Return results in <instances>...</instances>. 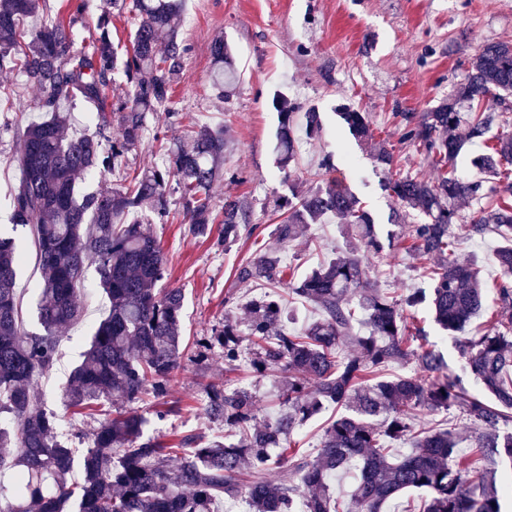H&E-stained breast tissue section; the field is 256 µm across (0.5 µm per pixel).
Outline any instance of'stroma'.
Segmentation results:
<instances>
[{
	"label": "stroma",
	"mask_w": 512,
	"mask_h": 512,
	"mask_svg": "<svg viewBox=\"0 0 512 512\" xmlns=\"http://www.w3.org/2000/svg\"><path fill=\"white\" fill-rule=\"evenodd\" d=\"M223 37L241 72L230 98L221 97L210 82V44ZM183 37L189 51L173 96L181 126L195 123L230 129L233 146L226 156L224 180L213 189L216 205L231 197L248 206L253 221L230 248L218 246L220 225L208 237L184 230L179 207H172L156 231L166 257L165 285L182 288V354L168 390L179 410L165 419L153 418V400L138 409L151 416L148 435L164 440L172 433L211 435L218 432L196 409L205 387H223L225 379L256 386L262 414L278 409L273 377L245 371L226 372L220 351H203L199 340L224 321L225 310L260 295L261 284L238 280L237 270L262 247L272 244V231L286 215L276 198H290V186L308 189L317 180L323 159H331L337 182L345 184L372 212L381 230L397 202L382 187L383 172L369 144L356 140L340 116L351 105L369 116L376 140L393 147L392 170L397 175L434 178L431 156L403 141L408 119L420 116L447 97L463 78L469 61L482 44L512 43V0H186ZM20 78L0 74V230L12 232L25 254L17 277L19 308L25 330H38V245L33 226L8 222L9 192L20 178L16 161V129L38 119V94L19 88ZM283 91L299 110L316 109L318 139L307 141L289 172L277 166L278 113L272 104ZM125 93L122 78L106 88L101 103L79 102L74 112L77 130L106 124L118 135L121 115L112 109ZM343 225L334 221L311 225L306 236L281 252L284 265L298 273L311 270L324 256L344 247ZM495 235L461 239L458 254L478 260L486 286L501 279L494 253ZM370 276L401 292L425 288L429 282L410 255L391 247L369 263ZM79 301L84 315L62 330L56 360L37 380V394L47 412L59 422L61 438L92 430V417L64 406L62 390L71 370L89 343L108 301L95 264H87ZM407 319L423 326L447 362L448 372L465 376L458 336L442 333L430 312L408 311Z\"/></svg>",
	"instance_id": "1"
}]
</instances>
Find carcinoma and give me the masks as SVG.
Segmentation results:
<instances>
[{"mask_svg":"<svg viewBox=\"0 0 512 512\" xmlns=\"http://www.w3.org/2000/svg\"><path fill=\"white\" fill-rule=\"evenodd\" d=\"M129 7L132 50L118 60L112 45V15L97 20L98 37L90 53L77 48L75 25L83 3L69 19L47 18L32 29L24 19L47 8L46 0H0V72H17L24 85L39 92L41 118L18 132L20 180L10 192L11 224L36 225L39 243L37 319L42 332L23 329L16 280L20 250L0 236V467L15 472L16 490L0 487V512H219L240 499L249 512H383L399 495L430 494L425 512H501L498 481L503 458L512 460V134L493 142L494 124L507 125L504 112H484L488 98L512 99V44L490 42L474 54L463 79L448 97L423 113L403 134L433 155L437 178L401 176L387 188L404 212L425 218L398 238L407 253L429 261L431 294L410 291L392 296L368 279L369 260L385 242L369 210L352 191L323 179L299 204L286 202L288 215L276 225L277 247H267L237 272L242 282L273 287L250 301L243 316L232 310L200 346L219 349L224 362L245 360L258 377L279 374L283 408L268 420L259 417L256 394L247 385L224 382L207 387L202 414L224 425V436L204 440L191 433L177 445L145 434L146 417L117 412L98 422L87 443L73 447L58 438L57 419L38 403L36 376L55 361L61 327L81 317L77 294L88 261L97 264L109 302L82 361L74 368L65 400L72 408L104 406L112 394L129 404L151 395L160 420L176 412L163 399L182 346V289L163 288L165 256L154 220L166 216L170 196L179 194L185 231L206 238L220 221L221 242L239 240L251 223V211L226 199L215 214L211 191L224 179V128L199 125L160 142L162 164L137 173L129 183L81 193L85 175L113 173L143 142L148 113L177 117L171 90L188 48L182 36V0H112ZM211 80L224 97L239 84V71L224 38L211 45ZM122 74L127 92L116 103L121 131L105 128L70 138V100L101 99L113 76ZM280 115L276 150L283 170L297 156L295 107L277 94ZM351 134L372 139L364 113L341 112ZM468 142L485 150L475 160L485 177L465 179L454 160ZM498 182L491 185L489 178ZM494 199L461 220L468 200ZM331 216L352 230L357 244L318 263L300 280L285 276L280 249L310 224ZM468 238L495 233L504 246L495 254L503 279L498 309L490 324L459 346L486 400L448 375L447 363L424 329L410 327L404 311L429 306L444 331L460 332L489 306L477 261L454 255V226ZM288 289L313 305L320 317L300 333L281 327L287 315L275 288ZM393 365L410 373L385 379ZM343 412L326 427L312 455H272L288 448L291 433L327 405ZM455 413L471 429L483 461L479 470L448 461L461 440L455 424L435 422L437 412ZM412 440L407 455L394 456L385 442ZM357 462L350 500L341 505L329 483L345 465ZM82 478L72 479L75 466Z\"/></svg>","mask_w":512,"mask_h":512,"instance_id":"obj_1","label":"carcinoma"}]
</instances>
